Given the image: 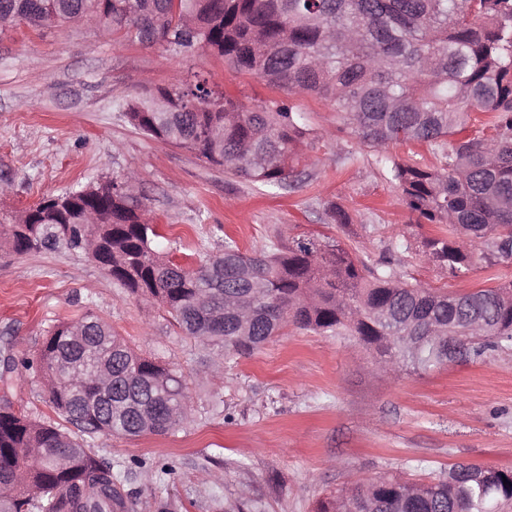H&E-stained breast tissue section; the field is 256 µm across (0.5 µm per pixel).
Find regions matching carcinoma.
<instances>
[{
  "instance_id": "cac0c4a2",
  "label": "carcinoma",
  "mask_w": 512,
  "mask_h": 512,
  "mask_svg": "<svg viewBox=\"0 0 512 512\" xmlns=\"http://www.w3.org/2000/svg\"><path fill=\"white\" fill-rule=\"evenodd\" d=\"M20 14L33 30L87 23L124 41L210 51L296 97L332 102L350 130L384 161L417 222L448 232L423 241L428 261L457 277L479 263L512 265V0H0V20ZM482 128L467 132L472 113ZM130 123L186 148L224 173L284 188L294 166L326 146L295 106L246 107L201 74L128 103ZM424 145L435 164L399 162L390 149ZM133 172L29 208V223L0 221V250L66 248L110 268L130 295L157 305L187 336L252 354L283 328L348 336L396 368L427 371L512 342V281L450 295L397 277L391 260L369 263L329 237L276 238L255 252L224 235L198 268L156 250L162 237L142 196L122 186ZM327 212L352 223L340 204ZM471 321L492 328L466 333ZM61 422L0 407V512H129L121 474L93 451L101 436L174 431L192 411L185 375L137 353L103 319L52 325L36 359ZM112 376V411L91 372ZM74 427L69 430L63 426ZM383 475L318 502L316 512H505L512 469L457 464L418 484Z\"/></svg>"
}]
</instances>
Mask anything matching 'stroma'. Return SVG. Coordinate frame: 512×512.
<instances>
[{"label":"stroma","instance_id":"obj_1","mask_svg":"<svg viewBox=\"0 0 512 512\" xmlns=\"http://www.w3.org/2000/svg\"><path fill=\"white\" fill-rule=\"evenodd\" d=\"M201 73L239 103L284 101L287 90L204 52L114 41L62 24L0 32V213L50 194L132 171L163 237L160 252L198 266L225 235L258 250L279 235L340 237L360 255L389 254L400 278L448 293L512 279V266L451 278L429 263L420 225L356 137L344 158L321 148L291 187L267 189L225 176L187 149L134 129L125 104ZM348 209L341 229L329 203ZM94 313L138 353L190 374L193 410L173 433L100 437L98 456L126 475L133 512H224L248 494L263 512H315L355 480L390 473L436 476L460 462L512 467V345L433 370H376L353 340L292 326L251 356L225 361L220 348L184 336L158 306L116 285L87 255L0 251V360L34 357L50 326ZM13 409L50 416L40 377L0 384Z\"/></svg>","mask_w":512,"mask_h":512}]
</instances>
